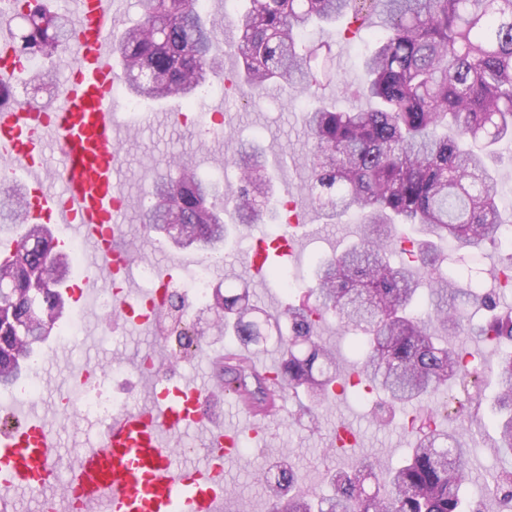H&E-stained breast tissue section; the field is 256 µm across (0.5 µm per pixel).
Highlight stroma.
Segmentation results:
<instances>
[{
  "mask_svg": "<svg viewBox=\"0 0 512 512\" xmlns=\"http://www.w3.org/2000/svg\"><path fill=\"white\" fill-rule=\"evenodd\" d=\"M372 32V26L366 25L347 35L337 25L316 37L317 42L331 47V77L322 93L339 110L367 106L366 100L347 97L344 89L357 85L362 78L359 61ZM202 105L211 116L230 113L229 124L201 127L189 120L174 124L172 116L180 111L175 99L144 102L139 111L121 115L118 139L124 160L122 190L127 199L124 244L131 251L134 264L171 267L172 277L177 280L191 263L199 260V253L194 250L177 248L147 233L139 220V210L149 205L146 191L155 178H177L185 165L203 175L235 181L237 173L229 159L238 137L256 138L266 146V165L274 179V200L291 198L299 204L304 226L294 236L293 252L286 263L297 280L309 279L317 258L341 252L357 239L361 226L356 217L346 216L340 223L332 224L304 202L302 188L310 177L311 155V141L303 125L306 97L276 86L259 98L227 99L215 90ZM274 232L273 225L256 224L234 233L225 246L223 262L212 267L210 275L216 286L250 281L256 305L276 315L291 303L290 292L271 279L254 278L248 268V255L256 241ZM502 258V252L493 247L466 256L458 266L459 287L474 282L480 288L492 289L494 283L488 272L499 266ZM125 320L122 311L104 317L96 299H89L83 308L80 336L60 344L58 354L47 357L43 367L44 392L34 409L59 436L58 481H65L76 448L85 441L103 437L107 430L106 424L97 421L62 419L59 396L71 392L77 370L89 369L90 383H104L111 397L125 401L128 409L133 410L151 405L156 394L187 379L215 383V357L223 355L225 349L239 346L234 337L217 333L210 315H198L194 327L204 332L206 343L191 349L183 362L176 365L160 330L134 331L126 327ZM452 343L483 362L481 399L470 400L467 392L452 384L445 392L429 398L423 408L435 413L441 429L452 432L462 423H469L472 456L468 479L476 487L490 481L500 468L497 429L488 417L496 392L488 379L498 352L492 345L469 336L453 337ZM116 362L124 367L117 377L109 370ZM402 419L399 408L382 403L374 395L362 401L350 394L337 396L318 407L290 397L285 411L270 419L266 433L251 438L250 448L242 451L238 459L225 463L224 480L232 495L224 502V512H267L259 473L267 463L281 458L295 463L301 471L305 495L318 498L326 494L330 474L350 468L355 461L352 455L331 451L337 429L342 425L350 428L363 453L387 466L397 464L409 441Z\"/></svg>",
  "mask_w": 512,
  "mask_h": 512,
  "instance_id": "35a3bbf8",
  "label": "stroma"
}]
</instances>
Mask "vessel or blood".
Masks as SVG:
<instances>
[{"label":"vessel or blood","instance_id":"1","mask_svg":"<svg viewBox=\"0 0 512 512\" xmlns=\"http://www.w3.org/2000/svg\"><path fill=\"white\" fill-rule=\"evenodd\" d=\"M124 0H71L75 17V64L50 109L16 100L0 106V157L9 159L30 189L32 222L65 225L71 238L90 248L80 283L64 290L67 302L83 303L96 275L126 274L132 262L120 246L126 200L117 158L120 83L112 38ZM23 73L8 39L0 38V84ZM60 156L54 189L41 175L47 150ZM208 385L184 382L163 391L158 404L113 417L107 436L75 452L59 503L64 512L92 505L95 512H223L224 460L238 452L241 432L258 434L269 414L244 406L245 430L213 425L202 411ZM196 427L206 434L207 462L191 469L173 462L172 439ZM57 434L37 417L0 431V512H14L17 489L47 494L56 484Z\"/></svg>","mask_w":512,"mask_h":512}]
</instances>
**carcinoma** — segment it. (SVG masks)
<instances>
[{
	"instance_id": "cac0c4a2",
	"label": "carcinoma",
	"mask_w": 512,
	"mask_h": 512,
	"mask_svg": "<svg viewBox=\"0 0 512 512\" xmlns=\"http://www.w3.org/2000/svg\"><path fill=\"white\" fill-rule=\"evenodd\" d=\"M229 22L239 32L241 85L261 96L271 85L316 95L309 36L341 19L355 24L369 0H232ZM382 25L362 58L357 93L370 104L355 112L325 103L307 111L312 142L309 203L341 220L359 216L362 233L341 253L317 260L302 301L281 315L253 317L249 285L215 292L206 310L217 327H231L252 347L273 346L279 366L260 376L244 358L219 371L224 389L262 406L306 390L319 404L335 394L347 373L318 335L326 316L354 334L357 384L384 391L393 404L416 401L480 368L445 337L466 334L496 344L512 342V309L499 310V291L458 288L440 273L460 253L502 243L496 202L500 143L512 141V0H378ZM142 21L113 37L127 97L136 102L177 97L196 105L217 74L220 41L194 0H139ZM10 18L32 24L12 34L15 56L50 59L75 39L48 0H7ZM232 164L240 186L229 190L188 166L172 183L158 178L141 210L148 232L160 233L203 259L224 258L228 228L224 204L233 203L244 226L263 222L271 179L262 151L236 144ZM27 201L14 185L0 195V223L23 219ZM288 231L265 243L268 277L284 264L273 252ZM452 240L442 256L436 241ZM411 260L390 261L394 251ZM74 250L52 245L45 224H29L23 242L0 260V386L16 387L39 358L38 336L60 325L66 307L60 289L71 278ZM512 288V248L495 274ZM498 392L491 415L500 447L512 455V352L495 373ZM469 444L464 434L438 427L411 429L406 456L379 481L381 462L368 455L330 480L332 496L315 501L300 491L301 475L288 462L260 472L271 512H480L465 496ZM489 491L512 512V469L503 468Z\"/></svg>"
}]
</instances>
